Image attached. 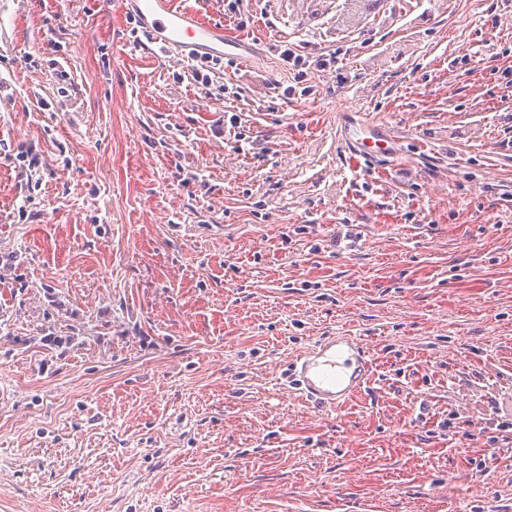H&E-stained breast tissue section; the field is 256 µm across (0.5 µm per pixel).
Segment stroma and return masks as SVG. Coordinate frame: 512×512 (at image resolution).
Returning <instances> with one entry per match:
<instances>
[{
  "label": "stroma",
  "mask_w": 512,
  "mask_h": 512,
  "mask_svg": "<svg viewBox=\"0 0 512 512\" xmlns=\"http://www.w3.org/2000/svg\"><path fill=\"white\" fill-rule=\"evenodd\" d=\"M178 3L261 42L0 0V512H512V0ZM134 19L146 34L156 36L165 55L177 52L182 58H213L224 55L243 59L249 46L224 34V26L207 20L195 10L177 7L174 0H131ZM353 130L356 131L357 138L350 136V143L366 156H386L394 151V140L382 128L364 122ZM285 379L321 409H336L370 388L373 361L357 336H327L290 362Z\"/></svg>",
  "instance_id": "1"
}]
</instances>
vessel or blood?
I'll use <instances>...</instances> for the list:
<instances>
[{
    "label": "vessel or blood",
    "mask_w": 512,
    "mask_h": 512,
    "mask_svg": "<svg viewBox=\"0 0 512 512\" xmlns=\"http://www.w3.org/2000/svg\"><path fill=\"white\" fill-rule=\"evenodd\" d=\"M134 17L144 33L162 42L167 54L242 59L248 52L247 43L225 34L222 24L177 7L175 0H134ZM351 144L369 157L394 150L392 137L371 123L357 128ZM373 376L370 352L360 338L328 336L291 361L288 379L316 407L335 409L369 389Z\"/></svg>",
    "instance_id": "b4317fda"
}]
</instances>
